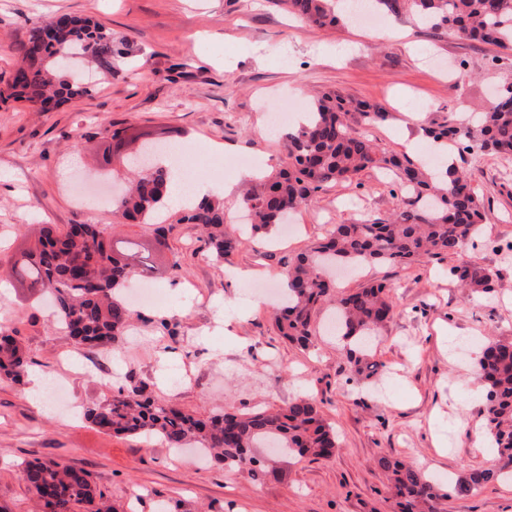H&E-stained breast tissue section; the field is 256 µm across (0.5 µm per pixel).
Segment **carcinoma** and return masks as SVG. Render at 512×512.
<instances>
[{
	"instance_id": "1",
	"label": "carcinoma",
	"mask_w": 512,
	"mask_h": 512,
	"mask_svg": "<svg viewBox=\"0 0 512 512\" xmlns=\"http://www.w3.org/2000/svg\"><path fill=\"white\" fill-rule=\"evenodd\" d=\"M304 22L335 26L348 0H281ZM384 13L417 15L427 27L446 28L460 39L512 50V0H373ZM127 40L104 25L78 15L37 17L30 21L25 40L16 47L20 63L9 88L10 97L40 110L90 95L92 86L69 69L73 58L110 78L120 72ZM359 115L368 125L386 120L379 107L336 94L317 98L306 122L285 134L288 166L257 179L239 203L253 236L289 223L290 215L309 206L313 193L330 183L347 181L365 169L394 177L405 190L408 207L388 218L334 224L307 252L288 264L284 288L288 305L276 316L281 336L302 348L312 343V322L322 306L336 309V335L349 347L350 359L362 372L369 367L370 345L395 316L389 286L368 284L348 293L336 292L338 269L370 263L407 267L423 255H454L482 231L484 213L467 175L456 167L445 170L450 187L439 186L432 168L406 156L387 154L367 137L354 134L346 117ZM440 145L466 144L499 158H512V87L476 123L469 121L426 129ZM108 143L103 159L136 138L127 129H104ZM171 171L154 163L139 171L127 190L112 198L113 211L131 224L154 226V245L131 240L117 242L96 224H71L60 229L43 224L33 243L11 263L8 275L31 288L54 289L59 323L77 344L106 351L123 335L135 312L121 297L139 277L158 270L156 256L167 247L166 222L197 224L206 230L214 257L222 262L238 241L226 231L224 200L206 198L195 206L169 213ZM454 275L471 293L492 288L493 273L465 262ZM29 366L20 343L0 336V378L19 382ZM486 388L483 427L497 449V467L474 469L455 482L466 494L512 469V340L484 345L476 364ZM86 419L115 435L153 436L170 448L197 445L211 452L228 470L249 467L263 472L251 450L276 447L313 460L328 459L338 448L336 433L313 401L298 398L279 410L250 413L220 412L200 418L156 398L143 386L118 388L112 396L85 409ZM399 512H437V484L418 469L383 457ZM25 481L39 512H115L112 501L98 491L83 469L35 458L24 468Z\"/></svg>"
}]
</instances>
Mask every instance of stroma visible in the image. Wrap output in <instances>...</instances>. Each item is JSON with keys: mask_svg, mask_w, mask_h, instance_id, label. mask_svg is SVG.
Here are the masks:
<instances>
[{"mask_svg": "<svg viewBox=\"0 0 512 512\" xmlns=\"http://www.w3.org/2000/svg\"><path fill=\"white\" fill-rule=\"evenodd\" d=\"M64 14L120 33L133 55L91 96L44 112L0 102V335L15 336L32 370L64 387L40 407L26 384L0 379V512H33L23 469L34 458L86 470L118 512H395L384 456L440 479L441 512H512V482L467 495L454 488L460 474L488 464L470 435L483 408L472 396L475 349L488 337L512 338V261L502 258L512 244V176L502 175L503 160L456 154L485 210L482 236L460 254L337 276L342 291L391 287L396 314L372 348L370 375L356 372L345 344L327 334L328 309L315 317L309 349L279 336L267 291L329 225L394 212L401 193L375 170L324 185L295 215L293 233L273 230L267 246L242 242L221 264L196 225H175L164 259L180 263L179 275L155 278L164 303L141 310L108 352L78 346L37 293L5 280L12 255L41 224H97L152 240V226L120 223L110 200L77 199L99 179L105 127L179 134L195 183L230 187L224 201L233 219L251 186L238 159L254 168L288 164L282 135L268 127L287 97L307 107L336 92L381 107L384 122L355 118L353 131L415 160L431 149L426 128L490 109L512 82V50L423 28L409 14L387 17L379 30L359 20L316 27L274 0H0V89L19 61L12 48L28 18ZM464 262L496 272L493 289L463 290L450 270ZM239 268L258 275L235 278ZM139 382L200 417L306 395L339 447L326 460L278 456L256 480L248 469L183 459L160 440L112 436L84 419L87 405Z\"/></svg>", "mask_w": 512, "mask_h": 512, "instance_id": "stroma-1", "label": "stroma"}]
</instances>
